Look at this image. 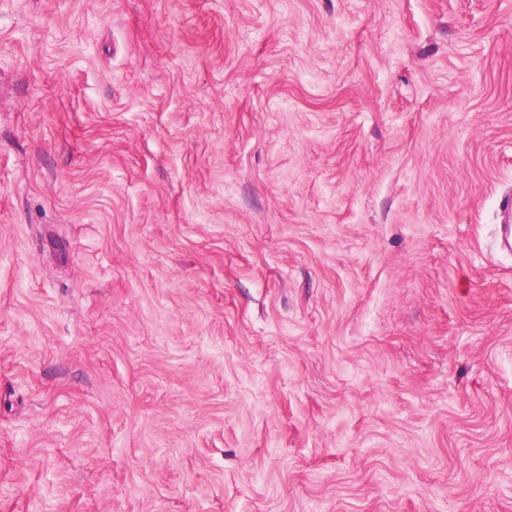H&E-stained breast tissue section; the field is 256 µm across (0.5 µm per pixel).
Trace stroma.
<instances>
[{
  "label": "stroma",
  "mask_w": 512,
  "mask_h": 512,
  "mask_svg": "<svg viewBox=\"0 0 512 512\" xmlns=\"http://www.w3.org/2000/svg\"><path fill=\"white\" fill-rule=\"evenodd\" d=\"M512 0H0V512H512Z\"/></svg>",
  "instance_id": "35a3bbf8"
}]
</instances>
